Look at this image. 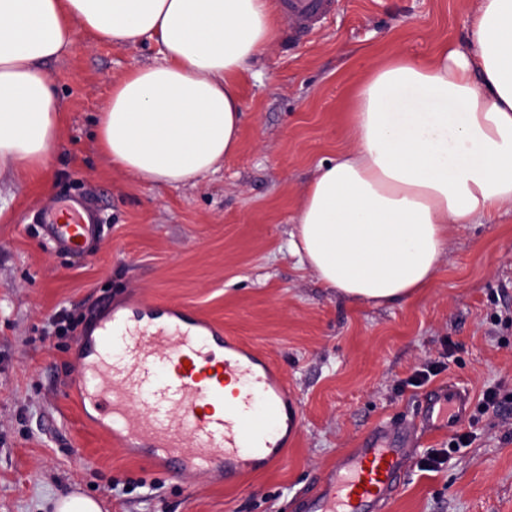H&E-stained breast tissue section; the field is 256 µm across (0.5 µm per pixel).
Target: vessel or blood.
I'll return each mask as SVG.
<instances>
[{"instance_id": "obj_1", "label": "vessel or blood", "mask_w": 512, "mask_h": 512, "mask_svg": "<svg viewBox=\"0 0 512 512\" xmlns=\"http://www.w3.org/2000/svg\"><path fill=\"white\" fill-rule=\"evenodd\" d=\"M335 0H284L298 33L311 32ZM46 244L91 254L101 238L99 217L67 199L42 214ZM159 320L144 305L115 309L76 337L81 353L73 376L123 447L147 455L160 471L217 473L231 482L284 455L281 423L298 427L288 387L251 349L224 339L195 311L168 307ZM220 344L223 359L209 352ZM470 413L466 392L449 384L430 390L409 421L376 426L337 457L295 500L297 512H382L401 486L419 434L454 433Z\"/></svg>"}]
</instances>
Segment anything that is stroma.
<instances>
[{
	"mask_svg": "<svg viewBox=\"0 0 512 512\" xmlns=\"http://www.w3.org/2000/svg\"><path fill=\"white\" fill-rule=\"evenodd\" d=\"M476 0H338L295 38L289 21L239 80L238 151L178 187L113 167L96 122L114 81L160 61L159 46L115 47L85 33L44 65L62 115L50 187L0 176V512H52L80 492L103 512H295L372 427L408 418L426 391L468 392V442L427 434L386 512H512V211L452 230L431 288L386 305L351 303L289 249L303 191L350 139L355 86L398 55L431 58L467 37ZM86 197L103 219L89 256L49 250L39 212ZM183 305L254 346L288 384L300 426L284 459L233 485L171 477L112 442L71 375L77 332L131 300ZM74 326L47 332L50 316ZM437 366L422 385L416 371ZM496 390L501 411L483 410ZM448 460L428 471L435 451ZM126 486L123 494L113 482Z\"/></svg>",
	"mask_w": 512,
	"mask_h": 512,
	"instance_id": "stroma-1",
	"label": "stroma"
}]
</instances>
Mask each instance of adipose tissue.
<instances>
[{
	"instance_id": "obj_1",
	"label": "adipose tissue",
	"mask_w": 512,
	"mask_h": 512,
	"mask_svg": "<svg viewBox=\"0 0 512 512\" xmlns=\"http://www.w3.org/2000/svg\"><path fill=\"white\" fill-rule=\"evenodd\" d=\"M279 25L271 0H0V174L51 181L61 120L43 65L79 29L163 54L112 84L96 137L113 165L167 185L216 173L239 145L238 77ZM349 124L290 247L349 301H406L431 286L452 228L512 210V0H478L466 44L373 68Z\"/></svg>"
}]
</instances>
